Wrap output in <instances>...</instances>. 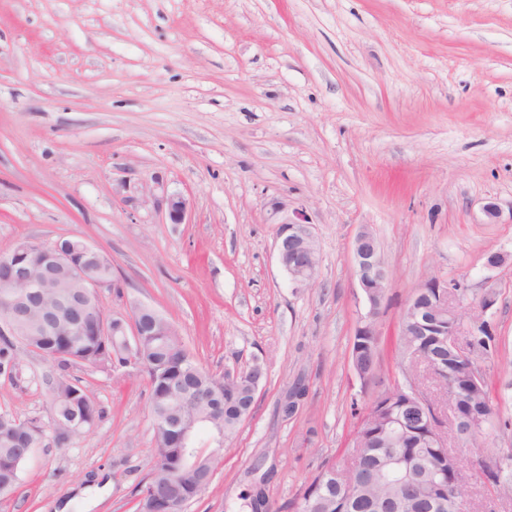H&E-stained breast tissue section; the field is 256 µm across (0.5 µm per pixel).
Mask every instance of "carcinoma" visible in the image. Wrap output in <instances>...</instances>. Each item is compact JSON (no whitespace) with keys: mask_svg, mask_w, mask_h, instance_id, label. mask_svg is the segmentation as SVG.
Here are the masks:
<instances>
[{"mask_svg":"<svg viewBox=\"0 0 512 512\" xmlns=\"http://www.w3.org/2000/svg\"><path fill=\"white\" fill-rule=\"evenodd\" d=\"M70 305L85 303L86 294L79 287L78 278L66 280L61 288L45 291L44 306L58 310L56 331L50 336H29L22 325L15 327V336H0V373H13L17 365V343L34 346L42 351L41 357L52 362L56 354L62 361L55 375L45 376V383L52 395L55 438H69V428L81 423L90 427L103 416V410L87 392L81 380L70 375L76 365L108 368L112 361L125 363L129 359L144 358L151 392V411L180 413L187 400L195 399L193 410L206 412L209 404L200 394L208 387L217 388L224 378L203 368L185 350L177 331L169 324L159 322L154 328L156 335L143 336L140 345L127 348L116 344L115 336H83L73 332L68 309L60 308V300ZM476 345L490 351L496 338L487 322L477 327ZM400 343L408 351L425 350L447 358L448 393L460 397L465 411L489 413L485 423L493 426L498 417L488 390V384L469 382L464 362L449 357L448 343L442 336H413L407 332ZM378 358V345L366 336L354 337L351 361L362 373L374 371ZM420 412L406 404L402 396L394 400L382 399L372 408L367 420L359 426L358 438L363 441L355 468V479L344 485L316 475L303 492L291 504H307V510L295 512H459L453 507L466 494L452 476L448 450L437 447L424 435V426L415 424ZM41 426L30 419L15 424V417L0 414V487L4 494L12 493L18 485L24 458L18 448L38 441ZM175 455V449L165 448L155 440L151 466L144 478L143 489L136 504V512H144L165 493L178 495L174 481L185 475L168 479L167 463Z\"/></svg>","mask_w":512,"mask_h":512,"instance_id":"cac0c4a2","label":"carcinoma"}]
</instances>
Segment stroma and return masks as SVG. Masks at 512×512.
<instances>
[{
	"label": "stroma",
	"mask_w": 512,
	"mask_h": 512,
	"mask_svg": "<svg viewBox=\"0 0 512 512\" xmlns=\"http://www.w3.org/2000/svg\"><path fill=\"white\" fill-rule=\"evenodd\" d=\"M176 193L188 223L165 221ZM275 201L312 225L314 285L277 262ZM365 226L389 271L381 384L404 380L398 328L422 280L463 282L466 321L494 293L497 350L475 357L500 418L485 447L447 446L469 512H512V483L472 465L512 456V261L484 267L512 254V0H0V249L83 238L112 260L106 315L148 304L210 372H266L188 512H238L259 483L285 506L352 444L378 387L351 363ZM17 354L0 414L43 437L0 512H133L154 448L147 375L75 366L103 416L59 442L50 365ZM100 479L112 489L85 510Z\"/></svg>",
	"instance_id": "stroma-1"
}]
</instances>
